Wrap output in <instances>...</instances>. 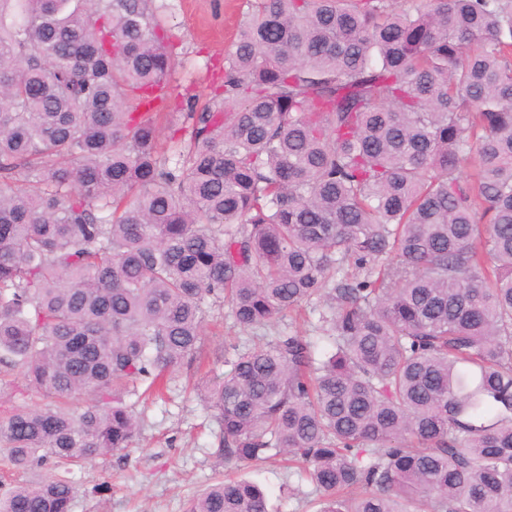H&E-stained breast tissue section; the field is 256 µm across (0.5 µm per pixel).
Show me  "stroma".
Instances as JSON below:
<instances>
[{
	"mask_svg": "<svg viewBox=\"0 0 512 512\" xmlns=\"http://www.w3.org/2000/svg\"><path fill=\"white\" fill-rule=\"evenodd\" d=\"M169 34L179 55L171 75L190 90L202 110L220 84L227 51L247 10L246 0H164ZM190 371L164 399L147 403L139 437L127 450L74 469L80 492L72 512H185L189 500L218 477L211 450L218 430L187 388ZM239 476L261 484L270 512H311L312 486L283 468L278 458L240 467Z\"/></svg>",
	"mask_w": 512,
	"mask_h": 512,
	"instance_id": "stroma-1",
	"label": "stroma"
}]
</instances>
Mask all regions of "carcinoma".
I'll use <instances>...</instances> for the list:
<instances>
[{
  "instance_id": "cac0c4a2",
  "label": "carcinoma",
  "mask_w": 512,
  "mask_h": 512,
  "mask_svg": "<svg viewBox=\"0 0 512 512\" xmlns=\"http://www.w3.org/2000/svg\"><path fill=\"white\" fill-rule=\"evenodd\" d=\"M155 0H0V512H71L203 352L221 465L317 512H512V0H249L200 112ZM319 306H311L313 300ZM186 512H269L244 479ZM224 335L223 336H206L205 341V365L203 371L208 368V364L212 366L213 362L220 355L224 353L225 347V336H237L240 341L245 342L249 341L252 336H276L278 333H288L289 330H299L305 332L307 336H319L317 332L312 330L310 327L302 326L299 324L291 325V319L288 314L281 318L277 323H274L271 327L262 328V329H250V330H241L237 326L234 325V322L231 317L228 316L226 310L224 309ZM293 326V327H292ZM297 326V327H294ZM22 404L34 407L42 405L43 401L29 390L19 392L15 388L6 387L0 392V414L12 406ZM236 474L255 481L266 489L271 512L312 511L306 503V500L314 496L309 494L312 491V485L307 480L298 479L296 475H289L278 457L243 465ZM288 482L292 488L296 489V495L288 497Z\"/></svg>"
}]
</instances>
